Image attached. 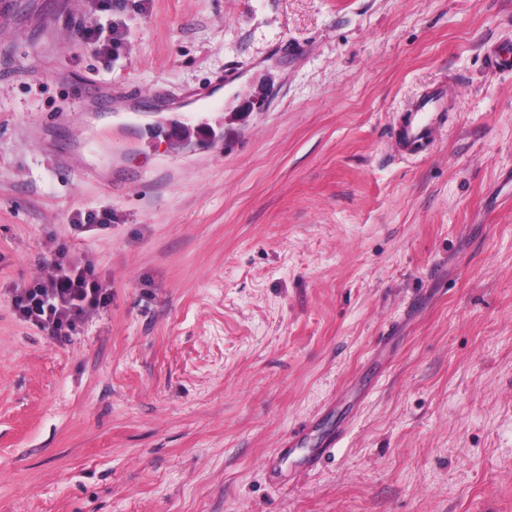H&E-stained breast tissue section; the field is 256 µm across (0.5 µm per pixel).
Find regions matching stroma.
<instances>
[{
	"label": "stroma",
	"instance_id": "stroma-1",
	"mask_svg": "<svg viewBox=\"0 0 512 512\" xmlns=\"http://www.w3.org/2000/svg\"><path fill=\"white\" fill-rule=\"evenodd\" d=\"M10 2L0 512H512V0H120L110 61ZM63 247L112 302L60 342L10 296ZM446 103V95L435 90L420 97L413 110L406 113L394 133L405 155L416 157L431 148L433 132L444 115Z\"/></svg>",
	"mask_w": 512,
	"mask_h": 512
}]
</instances>
